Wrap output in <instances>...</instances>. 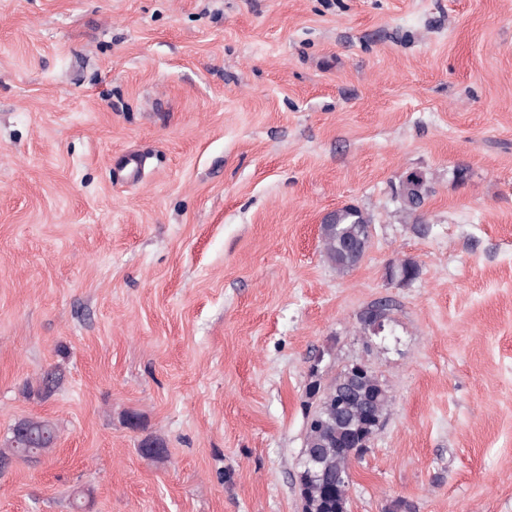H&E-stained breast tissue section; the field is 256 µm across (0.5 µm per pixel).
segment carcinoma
Here are the masks:
<instances>
[{
	"label": "carcinoma",
	"instance_id": "1",
	"mask_svg": "<svg viewBox=\"0 0 512 512\" xmlns=\"http://www.w3.org/2000/svg\"><path fill=\"white\" fill-rule=\"evenodd\" d=\"M429 194L426 178L417 172L406 174L399 182L396 195L403 211L417 214ZM371 217L356 206L336 209L322 225L319 241L326 261L343 273L360 263L359 254L370 246L366 226ZM307 395L316 400L311 419L307 420L304 446L300 459H312L306 469L298 467L295 484L302 512H343L347 507L346 490L352 446L375 433L377 425L366 421V414L376 407L385 411L390 396L373 371L358 379L343 369L338 376L324 381L313 374ZM36 432L34 450L48 454L51 439L44 434L57 432L56 425L46 419L32 418Z\"/></svg>",
	"mask_w": 512,
	"mask_h": 512
}]
</instances>
